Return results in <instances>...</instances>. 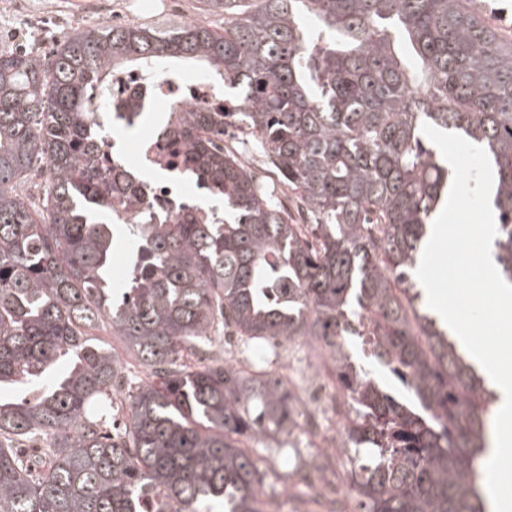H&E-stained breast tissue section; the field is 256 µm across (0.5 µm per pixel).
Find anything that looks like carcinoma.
<instances>
[{"label":"carcinoma","instance_id":"obj_1","mask_svg":"<svg viewBox=\"0 0 512 512\" xmlns=\"http://www.w3.org/2000/svg\"><path fill=\"white\" fill-rule=\"evenodd\" d=\"M206 3L224 31L89 26L49 58L0 49V512H266L243 439L286 431L295 410L264 356L251 373L188 363L221 325L249 352L303 338L330 353L350 407V512H482L495 394L413 277L453 180L422 125L490 157L512 282V39L470 0ZM174 60L224 100L167 105L220 212L123 225L134 259L118 288L112 214L134 190L98 165L94 94L116 69ZM230 127L259 142L270 175L224 148ZM38 162L34 203L22 186ZM100 325L149 376L116 435L104 411L118 361L89 337ZM352 336L372 337L371 362L406 394L355 362Z\"/></svg>","mask_w":512,"mask_h":512}]
</instances>
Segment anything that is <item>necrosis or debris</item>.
<instances>
[{"label": "necrosis or debris", "instance_id": "1", "mask_svg": "<svg viewBox=\"0 0 512 512\" xmlns=\"http://www.w3.org/2000/svg\"><path fill=\"white\" fill-rule=\"evenodd\" d=\"M214 101L215 88L204 78L186 81L162 70L152 77L140 69L113 72L109 98L99 108L109 144L99 157L100 165L108 167L113 159H120L141 209L196 205L203 189L183 178L186 152L165 121L153 123L152 134L136 145H129L127 136L133 126L144 124V104L157 107L176 102L193 109ZM277 375L300 413L302 446L323 457L326 464L322 470L301 472L300 478L312 486H322L325 471L337 470L343 459L340 427L349 411L347 398L337 387L331 361L325 357L316 360L307 353H296L278 367Z\"/></svg>", "mask_w": 512, "mask_h": 512}]
</instances>
